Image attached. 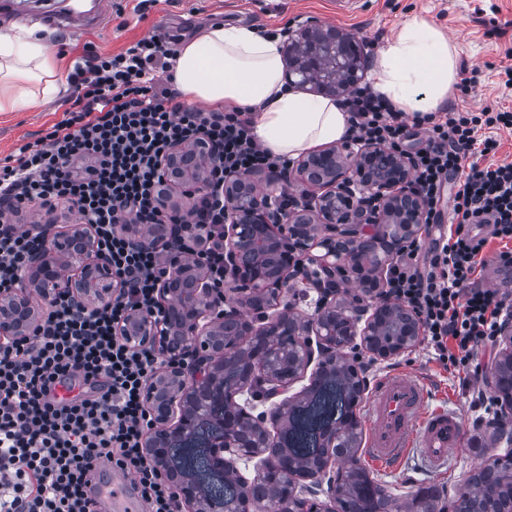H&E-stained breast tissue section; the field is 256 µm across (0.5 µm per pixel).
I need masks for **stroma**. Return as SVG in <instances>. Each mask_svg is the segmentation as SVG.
Returning a JSON list of instances; mask_svg holds the SVG:
<instances>
[{
	"mask_svg": "<svg viewBox=\"0 0 512 512\" xmlns=\"http://www.w3.org/2000/svg\"><path fill=\"white\" fill-rule=\"evenodd\" d=\"M138 0H122L124 13L113 17L105 29L85 31L50 29L62 55L65 71L76 61L98 54H116L151 34L162 40L172 35L190 37L203 23L221 20L279 31L292 19L315 18L370 40L388 38L404 20L417 16L441 28L457 48L458 78L475 77L468 95L453 92L448 102L473 111L485 106L512 108V91L504 90L499 70L512 65V0H363L358 10L340 7L336 0H158L145 14H138ZM496 24H489V17ZM70 98L40 104L27 112H0V159L45 133L62 120ZM378 367L418 373L431 387L433 406L452 407L464 423V437L450 468L430 473L411 458L398 471L371 470L401 501L411 500L425 486L437 487L441 498H454L460 487L492 457L511 452L506 443L492 445L485 429L473 425L470 396L458 374L443 371L431 360L422 344H415L394 360L381 359Z\"/></svg>",
	"mask_w": 512,
	"mask_h": 512,
	"instance_id": "1",
	"label": "stroma"
}]
</instances>
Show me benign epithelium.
I'll return each mask as SVG.
<instances>
[{
	"label": "benign epithelium",
	"mask_w": 512,
	"mask_h": 512,
	"mask_svg": "<svg viewBox=\"0 0 512 512\" xmlns=\"http://www.w3.org/2000/svg\"><path fill=\"white\" fill-rule=\"evenodd\" d=\"M363 41L320 21L288 31L285 79L315 93L341 95L363 76ZM216 161L206 139L174 147L164 158V213L189 211L208 184ZM297 202L279 196L274 171L224 179V288L210 285L207 267L171 256L159 281L156 306L134 310L118 332L163 357L144 399L154 425L143 440L146 456L169 483L186 512H371L373 490L350 479L336 447L358 433L357 408L366 388L362 369L349 364L351 384L342 411L325 412L319 452L310 469L297 467L294 435L325 379L336 374V353L360 340L372 356L397 357L421 335L416 313L385 292L394 257L425 231L424 202L410 189L408 154L368 141L344 142L297 160ZM134 243L158 246L183 224H122ZM52 251L33 257L19 286L0 294V345L26 336L45 303L67 296L92 310L116 298L122 281L99 250L87 224L53 234ZM319 288L311 314L294 311L288 293L299 281ZM356 281L364 293L338 301ZM246 307L250 317L240 313ZM504 345L484 381L505 411L489 425L497 441L512 440V320L501 329ZM238 385L224 382V366ZM315 365L310 384L289 396L293 384ZM273 402L271 415L255 414L237 397ZM261 458L254 477L239 475L237 461ZM231 482L239 494L217 496ZM325 499H319V495ZM481 512H512L489 478L480 486Z\"/></svg>",
	"instance_id": "obj_1"
}]
</instances>
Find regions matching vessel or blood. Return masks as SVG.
Here are the masks:
<instances>
[{"instance_id":"obj_1","label":"vessel or blood","mask_w":512,"mask_h":512,"mask_svg":"<svg viewBox=\"0 0 512 512\" xmlns=\"http://www.w3.org/2000/svg\"><path fill=\"white\" fill-rule=\"evenodd\" d=\"M110 8L109 0H99L95 13L75 8L70 17L83 20L85 28H101L107 24ZM430 400L427 385L417 376L404 371L383 374L367 405L366 458L379 468L392 470L417 450L430 469H445L461 443L463 423L456 409L431 407ZM99 471L103 480L93 493L98 505L112 512H136L131 476L109 462Z\"/></svg>"}]
</instances>
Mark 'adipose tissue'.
<instances>
[{
	"label": "adipose tissue",
	"instance_id": "adipose-tissue-1",
	"mask_svg": "<svg viewBox=\"0 0 512 512\" xmlns=\"http://www.w3.org/2000/svg\"><path fill=\"white\" fill-rule=\"evenodd\" d=\"M172 71L184 102L249 113L256 139L271 156L293 159L349 134L348 114L335 100L286 85L277 37L254 27L204 26L178 47ZM370 82L396 109L426 116L453 92L455 46L428 21L407 20L379 49ZM68 90L57 47L40 27L20 20L0 27V112H26Z\"/></svg>",
	"mask_w": 512,
	"mask_h": 512
}]
</instances>
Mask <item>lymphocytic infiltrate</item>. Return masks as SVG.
Returning <instances> with one entry per match:
<instances>
[{
	"instance_id": "obj_1",
	"label": "lymphocytic infiltrate",
	"mask_w": 512,
	"mask_h": 512,
	"mask_svg": "<svg viewBox=\"0 0 512 512\" xmlns=\"http://www.w3.org/2000/svg\"><path fill=\"white\" fill-rule=\"evenodd\" d=\"M173 54L151 36L91 56L74 72L81 92L63 119L0 162V203L35 212L48 201L68 204L76 221L92 225L124 284L97 310L55 300L32 336L0 347V512H95L86 489L106 461L132 475L147 512H176L171 487L142 447L152 424L143 389L159 360L117 333L130 311L153 306L162 254L133 246L117 227L173 223L157 204L158 162L174 144L210 139L223 162L174 247L204 263L213 287H223L225 175L289 163L262 148L247 113L186 106L172 83ZM339 104L352 143L399 150L414 128L424 130L410 162L430 240L399 254L386 291L416 312L440 368L469 372L512 318V162L491 160L499 148L494 133L512 131V111L452 107L409 121L367 84ZM484 224L490 235L478 234ZM493 238L501 247L489 256ZM44 246L40 234L0 217V292L17 287ZM491 266L502 277L495 288L485 284ZM62 387L70 396L59 395Z\"/></svg>"
}]
</instances>
